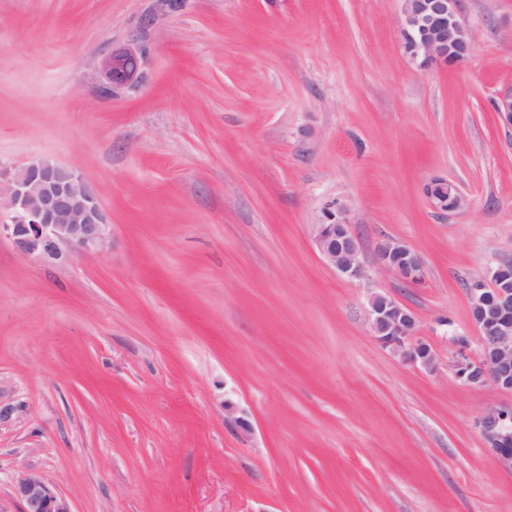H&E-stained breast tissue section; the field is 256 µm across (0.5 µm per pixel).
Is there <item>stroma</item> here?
Returning <instances> with one entry per match:
<instances>
[{"label":"stroma","mask_w":512,"mask_h":512,"mask_svg":"<svg viewBox=\"0 0 512 512\" xmlns=\"http://www.w3.org/2000/svg\"><path fill=\"white\" fill-rule=\"evenodd\" d=\"M460 65L404 47L401 0H0V162L78 172L112 235L55 261L0 238V512L39 474L72 512H512L457 379L468 285L512 260V0H462ZM133 47L134 87L99 60ZM454 182L463 209L426 193ZM351 224L365 276L322 259ZM397 238L408 285L376 263ZM410 308L437 367L374 338ZM432 205L441 212H455L464 205V196L456 184L447 179H434L427 187ZM316 247L326 263L348 279L364 276L360 243L351 224L335 220L313 225ZM377 261L381 268L395 273L406 283L417 284L422 279V262L418 253L402 241H384L378 248Z\"/></svg>","instance_id":"stroma-1"}]
</instances>
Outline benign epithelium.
<instances>
[{
    "instance_id": "obj_1",
    "label": "benign epithelium",
    "mask_w": 512,
    "mask_h": 512,
    "mask_svg": "<svg viewBox=\"0 0 512 512\" xmlns=\"http://www.w3.org/2000/svg\"><path fill=\"white\" fill-rule=\"evenodd\" d=\"M406 49L426 62L446 67L463 62L471 53L472 37L461 20L460 0H403ZM142 64L133 48L100 59L97 71L103 88L133 86ZM500 120L512 125V93L494 102ZM0 213L9 222L0 224L15 250L24 256L58 260L63 249L90 250L104 246L112 228L91 189L72 169L46 158L20 166L0 165ZM432 205L441 212H455L464 205L456 184L443 178L427 187ZM316 247L326 263L348 279L364 276L360 243L351 225L335 220L313 225ZM381 268L403 281L417 284L422 279L418 253L399 240H386L378 248ZM503 262L482 278L471 282V321L480 340L479 351L471 353L466 337L451 333L455 347L452 367L465 383H490L512 393V274ZM371 327L376 340L402 358L425 369L435 366V355L425 354L424 343L414 341L418 322L414 314L395 299L373 293L368 297ZM477 425L501 464L512 471V405L482 414ZM15 492L22 512H72L68 501L43 478L28 472L19 478Z\"/></svg>"
}]
</instances>
